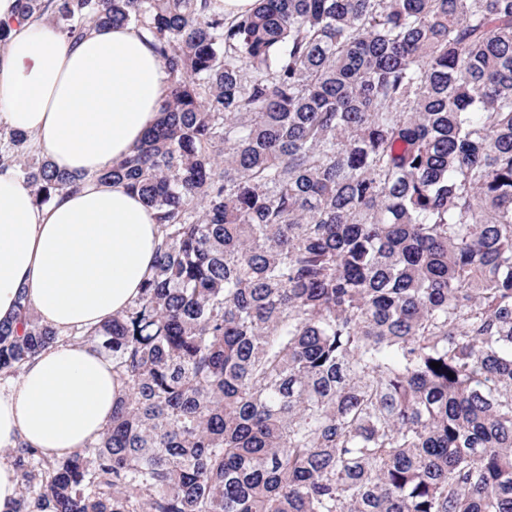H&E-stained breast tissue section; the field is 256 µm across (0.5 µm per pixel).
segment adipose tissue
Here are the masks:
<instances>
[{
  "instance_id": "obj_1",
  "label": "adipose tissue",
  "mask_w": 512,
  "mask_h": 512,
  "mask_svg": "<svg viewBox=\"0 0 512 512\" xmlns=\"http://www.w3.org/2000/svg\"><path fill=\"white\" fill-rule=\"evenodd\" d=\"M0 22L11 27L0 44V131L29 135L57 170L85 178L40 206L26 181L0 173V321L14 319L24 295L59 332L98 327L139 296L162 235L141 198L92 175L127 156L157 119L167 74L131 24L74 43L46 20H21L17 0H0ZM117 394L111 359L90 344L47 347L0 387V449L82 452Z\"/></svg>"
}]
</instances>
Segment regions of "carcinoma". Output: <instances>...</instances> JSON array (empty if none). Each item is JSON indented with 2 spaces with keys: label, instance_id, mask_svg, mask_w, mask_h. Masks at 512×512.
I'll return each mask as SVG.
<instances>
[{
  "label": "carcinoma",
  "instance_id": "cac0c4a2",
  "mask_svg": "<svg viewBox=\"0 0 512 512\" xmlns=\"http://www.w3.org/2000/svg\"><path fill=\"white\" fill-rule=\"evenodd\" d=\"M132 23L168 74L117 166L162 231L91 449L13 512H512V0H19ZM78 187L28 135L0 169ZM26 299L0 380L57 343ZM439 362L435 369L431 363Z\"/></svg>",
  "mask_w": 512,
  "mask_h": 512
}]
</instances>
